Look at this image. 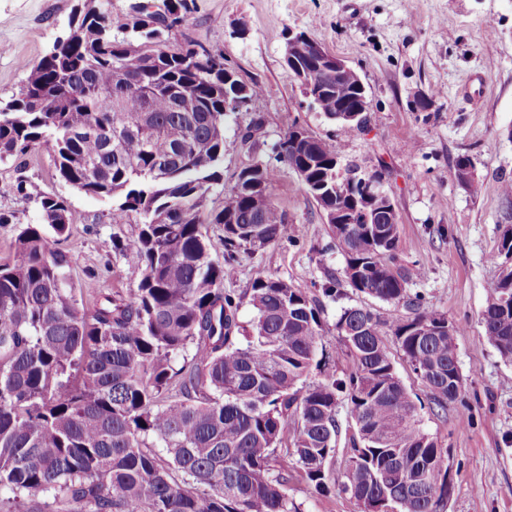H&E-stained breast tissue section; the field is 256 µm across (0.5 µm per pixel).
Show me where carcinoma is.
I'll return each mask as SVG.
<instances>
[{"instance_id": "obj_1", "label": "carcinoma", "mask_w": 512, "mask_h": 512, "mask_svg": "<svg viewBox=\"0 0 512 512\" xmlns=\"http://www.w3.org/2000/svg\"><path fill=\"white\" fill-rule=\"evenodd\" d=\"M31 68L0 106V160L52 145L58 177L112 201L113 223L139 224L113 248L141 271L133 290L102 295L90 309L69 286L66 202L38 196L43 223L21 229L0 262V490L22 512H302L288 494L301 478L322 496L340 491L371 512H445L453 485L448 449L420 427L417 405L395 369L399 353L438 409L463 392L446 314L407 292L414 270L395 263L399 225L385 197L367 202L336 142L317 136L276 157L308 170L305 187L350 218L329 222L353 290L410 315L390 322L359 306L335 330L352 370L315 361L322 304L274 276L242 295L224 278L242 251L285 232L275 203L256 213L236 190L208 207L223 182L224 127L234 114L224 62L195 45L162 47L194 0H162L170 22L113 24L101 0ZM139 81L124 91L120 76ZM316 108L336 121L353 106L352 73H323ZM366 209L374 223L355 211ZM204 224L224 230V264ZM493 260L484 334L512 362V227ZM254 317L246 328L240 311ZM316 369L320 381L306 378ZM354 433L340 474L339 408ZM165 451L161 458L155 449Z\"/></svg>"}]
</instances>
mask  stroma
<instances>
[{
  "instance_id": "obj_1",
  "label": "stroma",
  "mask_w": 512,
  "mask_h": 512,
  "mask_svg": "<svg viewBox=\"0 0 512 512\" xmlns=\"http://www.w3.org/2000/svg\"><path fill=\"white\" fill-rule=\"evenodd\" d=\"M79 3L0 0V101L16 95L30 68L69 33ZM242 26L247 36L239 35ZM291 29L305 31L360 75L370 100L362 128L341 134L312 107L284 62ZM190 42L220 54L242 82L259 90L247 110L226 123L224 184L213 190L210 207L222 206L241 169L272 157L295 120L338 141L343 163L382 176L400 218L396 262L419 272L409 294L460 329L464 390L444 411L426 408L423 387L403 359L395 361L423 403L424 430L448 450L453 492L446 512H512V365L502 362L481 325L486 288L500 273L492 255L503 229L512 226V201L499 182L512 177V0H194L192 13L164 37L169 49ZM418 95L431 99L429 111L413 109ZM255 119L260 130L242 141ZM461 155L473 163L479 192L455 175ZM21 180L30 183L31 199L16 193ZM40 193L68 204L70 235L60 246L70 256L80 304L136 286L139 270L112 243L134 240L138 224L112 223L110 201L61 181L46 144L0 160V211L16 215L14 223L0 224V261L12 257L22 227L40 223ZM272 198L286 215L285 234L266 248L240 252L225 290L240 295L256 277L273 274L321 295L328 278L342 277L345 267L321 208L284 163L277 166ZM348 305L374 308L391 320L408 314L348 287L324 301L317 358L340 373L352 362L340 352L334 325ZM288 493L303 512H359L349 496L325 498L303 481L292 482Z\"/></svg>"
}]
</instances>
